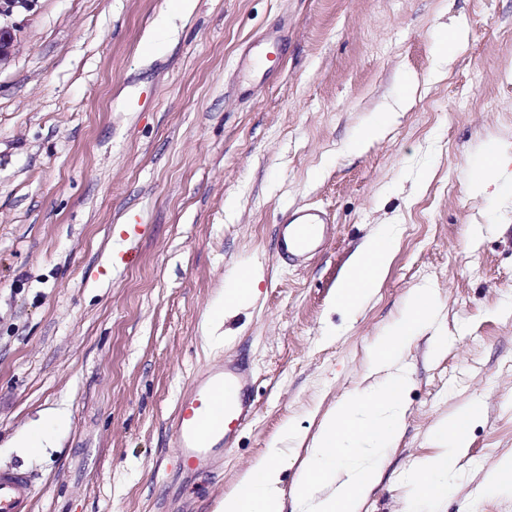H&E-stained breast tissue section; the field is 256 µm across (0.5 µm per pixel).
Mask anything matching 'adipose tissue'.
Returning <instances> with one entry per match:
<instances>
[{
  "label": "adipose tissue",
  "mask_w": 512,
  "mask_h": 512,
  "mask_svg": "<svg viewBox=\"0 0 512 512\" xmlns=\"http://www.w3.org/2000/svg\"><path fill=\"white\" fill-rule=\"evenodd\" d=\"M394 239L389 230L369 237L342 270L335 290L337 305L357 308L359 303L380 288L394 257ZM472 413L456 416L452 423L441 424L432 432L440 448L437 456L422 461L412 471L415 483L423 491L407 505L405 512H422V505H436L452 493L450 476L459 454L469 445L467 429ZM282 449L273 448L258 459L240 478L233 490L225 494L219 512H283L284 491L281 487Z\"/></svg>",
  "instance_id": "adipose-tissue-1"
}]
</instances>
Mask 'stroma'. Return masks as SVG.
<instances>
[{
    "mask_svg": "<svg viewBox=\"0 0 512 512\" xmlns=\"http://www.w3.org/2000/svg\"><path fill=\"white\" fill-rule=\"evenodd\" d=\"M35 0L0 65V469L32 512H216L284 436L367 384L370 349L415 289L438 306L398 361L404 430L361 512H398L432 429L476 405L456 489L435 512H512L486 477L512 458V194L468 184L512 146V0ZM284 24L276 72L248 71ZM466 45L447 56L448 27ZM394 113L378 140L361 129ZM333 224L307 264L277 222ZM391 226L387 277L330 304L350 255ZM252 303L209 309L237 271ZM445 351H437L438 341ZM245 358L255 418L210 473L175 466L177 400ZM46 450L18 443L51 415Z\"/></svg>",
    "mask_w": 512,
    "mask_h": 512,
    "instance_id": "35a3bbf8",
    "label": "stroma"
}]
</instances>
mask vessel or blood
I'll return each mask as SVG.
<instances>
[{
    "mask_svg": "<svg viewBox=\"0 0 512 512\" xmlns=\"http://www.w3.org/2000/svg\"><path fill=\"white\" fill-rule=\"evenodd\" d=\"M329 213L297 210L283 220L279 254L297 262L310 254L324 237ZM255 415L251 375L240 362L209 369L176 405L174 434L180 467L203 471L222 459L242 427ZM33 485L20 470H0V512H31Z\"/></svg>",
    "mask_w": 512,
    "mask_h": 512,
    "instance_id": "obj_1",
    "label": "vessel or blood"
}]
</instances>
